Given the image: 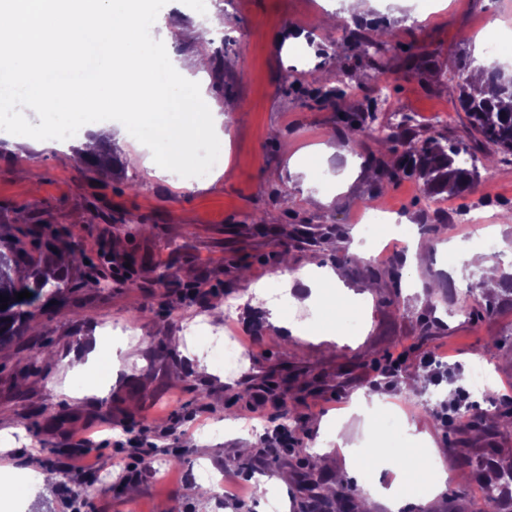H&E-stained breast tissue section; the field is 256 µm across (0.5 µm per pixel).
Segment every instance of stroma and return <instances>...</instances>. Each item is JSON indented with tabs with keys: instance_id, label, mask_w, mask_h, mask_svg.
Instances as JSON below:
<instances>
[{
	"instance_id": "stroma-1",
	"label": "stroma",
	"mask_w": 512,
	"mask_h": 512,
	"mask_svg": "<svg viewBox=\"0 0 512 512\" xmlns=\"http://www.w3.org/2000/svg\"><path fill=\"white\" fill-rule=\"evenodd\" d=\"M339 0H222L224 27L210 42L197 38L201 14L196 0H146L145 21L158 52L203 53L210 67L202 79L214 106L237 102L224 123V174L206 185L185 183L184 174L201 162L192 150L183 165L160 173L144 162L128 161L139 142L118 143L125 159L123 176L91 177L75 154L65 152L40 129L30 105L17 101L13 127L22 136H0V229L20 235L24 224L79 234L88 263L65 273L66 286L53 302L36 310V325L23 343L0 349V512H66L60 485L43 487L40 471L57 470L68 436L80 432L99 440L93 453L104 482L84 491L85 512H268L256 487L265 484L276 496L278 512H301L306 473L314 466L315 442L328 447V474L342 483H374L395 488L401 512H425L417 504L422 481L395 486L404 471L402 455L386 450L374 471L350 463L332 436L336 416L347 418L349 441L366 446L385 440L375 414L352 411L359 394L377 393L405 420V436L459 448L461 459H446L448 477L438 496V512H480L477 463H512V432L455 427L440 419L468 370L483 359L493 375L490 392L470 395L467 413L512 409V294H482L475 286L479 270L469 268L465 250H480L476 224L459 223L460 213L480 207L493 218L496 247L487 256L503 275H512V224L499 215L512 210V164H496L474 191L432 205L414 178L378 186L369 159L372 139L344 144L331 129L340 112H364L375 85L386 86L382 118L400 112L415 117L420 138L470 142L464 112L444 91L454 60L483 53L489 38L512 34V0H378L369 28L397 32L398 49L386 54L383 69L355 52H338L330 42L336 29L317 25ZM178 13L183 30L169 43L168 13ZM305 33L300 45L283 46L290 31ZM247 61L235 63L238 51ZM435 52L423 73L408 72L407 53ZM293 73L294 84L283 83ZM344 73L354 90L342 99L321 101L313 88ZM296 159H289L283 144ZM333 154L322 159L313 147ZM353 166H345L344 155ZM31 169L38 188L18 177ZM329 197L320 206L315 196ZM386 199L399 211L421 248L415 268L404 269L400 288L364 279L361 264L335 263L326 244L289 234L263 237L252 230L253 217L286 229L310 225L312 233L333 231L358 241L364 261L376 243L363 237L356 218L366 204ZM334 264L343 286L323 289L309 304L296 303L299 278L309 255ZM104 271L109 288L92 287L94 271ZM170 274L159 282L161 271ZM287 282L294 299L282 317L304 322V335L285 339L279 327L243 301L253 284ZM203 284L199 295L191 285ZM490 305L484 318L459 316L466 293ZM237 297L238 327L246 338V359L232 376L199 351L184 329L197 317L209 319L215 332L223 321L214 308ZM431 334H420L422 322ZM115 349L105 381L75 375L74 361L88 352ZM439 355V364L430 356ZM288 378V399L300 418L295 446L278 442L280 410L272 398L253 400L248 387L271 374ZM151 469L124 479L130 440ZM180 464H170L172 454ZM231 480L241 502L200 499L195 491L199 463ZM288 472L280 486L276 478Z\"/></svg>"
}]
</instances>
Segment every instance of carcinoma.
I'll use <instances>...</instances> for the list:
<instances>
[{
	"mask_svg": "<svg viewBox=\"0 0 512 512\" xmlns=\"http://www.w3.org/2000/svg\"><path fill=\"white\" fill-rule=\"evenodd\" d=\"M396 38L395 31L389 27L374 30L357 23L349 30L347 45L365 55L372 53L382 57L395 48ZM472 63L473 60L467 57L455 61L449 70V81L455 83L458 90L459 105L466 114L475 145L435 137L419 140L406 125H375L377 115L374 112H355L341 118L333 129L334 135L352 143L368 135L375 139L380 149L370 161L379 183L394 184L414 176L422 182L426 196L431 199L462 194L480 180V158L499 155L501 161L512 163V108L506 111L501 107L502 99L512 101V73L482 67L480 71L487 80L483 85H476L471 78ZM336 82L343 84V88L319 87L315 90L316 97L329 100L342 97L351 89L340 74L336 75ZM462 154L470 155V166L460 162ZM81 163L98 177L110 178L116 175L117 151L112 142L107 141L103 144L100 160L83 159ZM22 235L55 263L56 272L50 274L41 262L33 261L20 239L0 237V295L9 298L7 308L0 309V347L20 343L44 297L51 291L60 292L63 272L83 265L85 260L75 232L49 237L40 225L33 224ZM402 266L403 260L395 257L384 268L369 264L365 269L369 280H387L397 288ZM24 290L32 293V297L15 300V294ZM484 481L493 492L489 506L494 510L500 490L512 483V471L499 472L490 468L484 474ZM305 491V512H354L357 489L353 486L326 487L319 475L312 471Z\"/></svg>",
	"mask_w": 512,
	"mask_h": 512,
	"instance_id": "obj_1",
	"label": "carcinoma"
}]
</instances>
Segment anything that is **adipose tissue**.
I'll return each mask as SVG.
<instances>
[{
	"mask_svg": "<svg viewBox=\"0 0 512 512\" xmlns=\"http://www.w3.org/2000/svg\"><path fill=\"white\" fill-rule=\"evenodd\" d=\"M143 18V0H0V112L22 98L43 121L81 126L91 157L113 136L98 113L121 103L131 123L154 126L160 165H178L186 118L203 115L213 136L224 117L201 90L202 57L158 54Z\"/></svg>",
	"mask_w": 512,
	"mask_h": 512,
	"instance_id": "obj_1",
	"label": "adipose tissue"
}]
</instances>
